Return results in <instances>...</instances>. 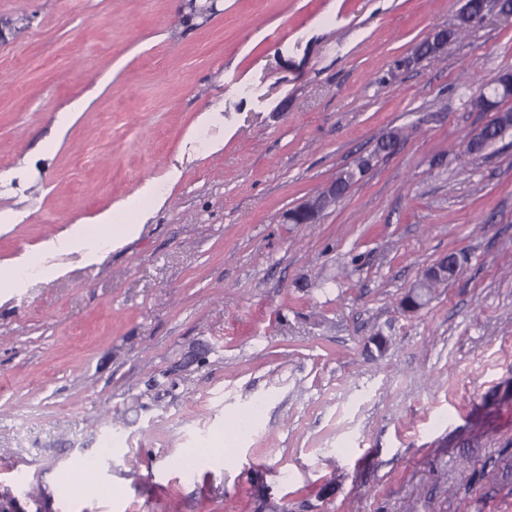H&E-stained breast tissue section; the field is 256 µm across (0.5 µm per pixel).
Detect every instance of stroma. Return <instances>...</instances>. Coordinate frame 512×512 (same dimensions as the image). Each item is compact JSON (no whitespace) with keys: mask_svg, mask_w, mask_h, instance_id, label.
I'll return each instance as SVG.
<instances>
[{"mask_svg":"<svg viewBox=\"0 0 512 512\" xmlns=\"http://www.w3.org/2000/svg\"><path fill=\"white\" fill-rule=\"evenodd\" d=\"M462 6L0 0V512H512V131L464 152L512 25L411 57ZM173 167L104 262L43 249ZM372 168L370 158L360 160L355 169L341 171L326 187L319 193L304 200L296 208L291 209L286 215V220L291 219L294 224H314L331 207L343 198L350 184L349 174L360 180L364 178Z\"/></svg>","mask_w":512,"mask_h":512,"instance_id":"stroma-1","label":"stroma"}]
</instances>
